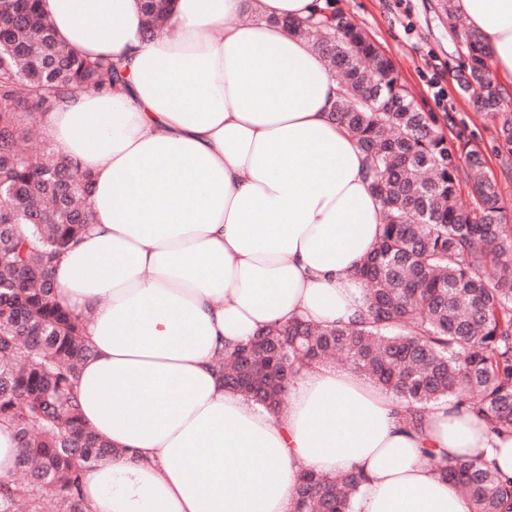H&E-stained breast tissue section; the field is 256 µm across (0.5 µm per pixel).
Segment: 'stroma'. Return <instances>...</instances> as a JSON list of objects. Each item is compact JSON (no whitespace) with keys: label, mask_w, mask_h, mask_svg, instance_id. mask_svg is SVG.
<instances>
[{"label":"stroma","mask_w":512,"mask_h":512,"mask_svg":"<svg viewBox=\"0 0 512 512\" xmlns=\"http://www.w3.org/2000/svg\"><path fill=\"white\" fill-rule=\"evenodd\" d=\"M441 0H339L396 64L409 90L427 112H447L485 153L498 182L504 222L512 226V168L497 152L496 121L475 111L459 84V42L440 9ZM441 73L444 96L435 99L430 80Z\"/></svg>","instance_id":"1"}]
</instances>
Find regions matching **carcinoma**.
I'll use <instances>...</instances> for the list:
<instances>
[{
  "label": "carcinoma",
  "instance_id": "1",
  "mask_svg": "<svg viewBox=\"0 0 512 512\" xmlns=\"http://www.w3.org/2000/svg\"><path fill=\"white\" fill-rule=\"evenodd\" d=\"M41 0H0V422L21 447L20 479L0 480V512H87L85 476L113 449L81 418L77 380L91 354L86 318L60 298L50 268L92 222L91 182L56 152L27 153L31 125L68 96L112 94L120 64L86 58L57 38ZM145 33H162L170 0H143ZM442 9L461 43V89L498 122V150L512 156V112L504 110L482 35L457 30L453 0ZM333 72L341 93L332 116L357 142L383 231L359 269L366 310L351 325L294 320L266 328L224 353V384L279 412L292 380L338 359L387 391L399 422L419 431L424 413L448 400L512 437V228L486 158L463 133L448 143V113L422 111L392 59L338 0H315L285 23ZM474 205L461 202V183ZM471 512H512V477L496 462L442 461L425 452ZM365 476L300 468L295 512H350Z\"/></svg>",
  "mask_w": 512,
  "mask_h": 512
}]
</instances>
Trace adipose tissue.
<instances>
[{
	"label": "adipose tissue",
	"mask_w": 512,
	"mask_h": 512,
	"mask_svg": "<svg viewBox=\"0 0 512 512\" xmlns=\"http://www.w3.org/2000/svg\"><path fill=\"white\" fill-rule=\"evenodd\" d=\"M313 4L174 0L150 38L141 0H42L64 45L125 72L121 91L41 118L60 158L93 177V222L51 270L63 303L89 318L82 419L114 449L83 481L89 512H293L303 466L364 473L352 512H470L429 450L512 476V438L455 403L411 435L355 371H303L274 414L215 369L271 325L365 310L356 272L383 207L331 116L336 78L283 26ZM455 5L512 80V0Z\"/></svg>",
	"instance_id": "obj_1"
}]
</instances>
